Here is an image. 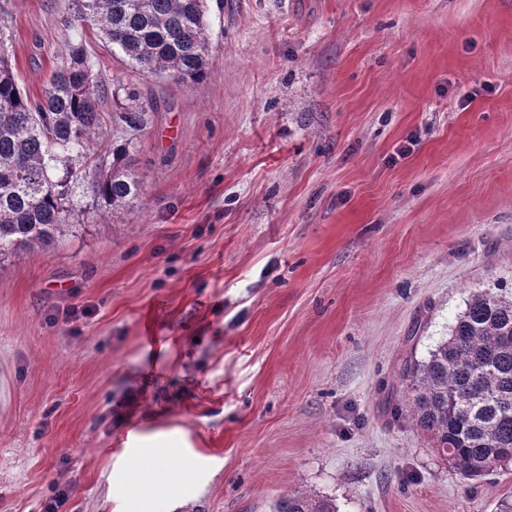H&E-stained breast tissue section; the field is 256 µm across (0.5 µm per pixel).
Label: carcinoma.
<instances>
[{"mask_svg":"<svg viewBox=\"0 0 512 512\" xmlns=\"http://www.w3.org/2000/svg\"><path fill=\"white\" fill-rule=\"evenodd\" d=\"M205 0H77V18L96 30L131 71L183 86L204 82L211 44ZM112 112L101 100L119 98ZM151 111L118 77L105 84L83 46L71 48L39 98L28 96L12 68L0 26V261L63 235L67 213L86 182L106 208L124 207L142 190L133 169L137 136ZM109 165L79 170L98 152ZM404 404L413 425L458 472L479 477L512 462V296L472 293L448 337L424 361L403 360ZM273 512H336L306 492L277 500Z\"/></svg>","mask_w":512,"mask_h":512,"instance_id":"obj_1","label":"carcinoma"}]
</instances>
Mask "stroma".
Masks as SVG:
<instances>
[{
    "label": "stroma",
    "instance_id": "35a3bbf8",
    "mask_svg": "<svg viewBox=\"0 0 512 512\" xmlns=\"http://www.w3.org/2000/svg\"><path fill=\"white\" fill-rule=\"evenodd\" d=\"M208 5L188 87L71 0H0L31 97L80 44L156 104L139 196L0 262V512H512V463L466 478L385 407L471 293L512 294V0ZM273 512H336V504L331 499L298 491L277 500Z\"/></svg>",
    "mask_w": 512,
    "mask_h": 512
}]
</instances>
